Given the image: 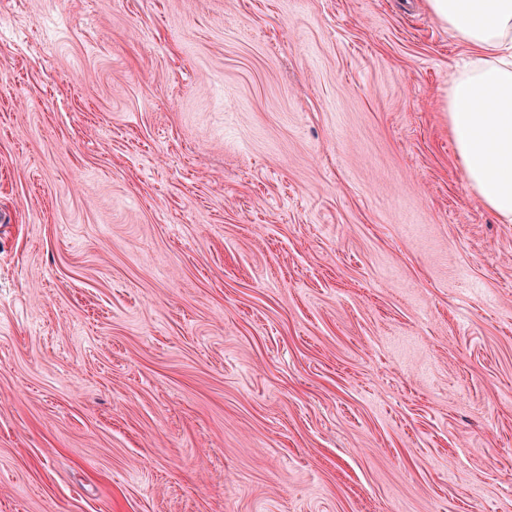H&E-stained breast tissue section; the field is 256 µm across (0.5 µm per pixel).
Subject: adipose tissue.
I'll return each mask as SVG.
<instances>
[{"mask_svg": "<svg viewBox=\"0 0 512 512\" xmlns=\"http://www.w3.org/2000/svg\"><path fill=\"white\" fill-rule=\"evenodd\" d=\"M434 18L471 49L442 97L469 187L512 223V0H427Z\"/></svg>", "mask_w": 512, "mask_h": 512, "instance_id": "adipose-tissue-1", "label": "adipose tissue"}]
</instances>
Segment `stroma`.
I'll list each match as a JSON object with an SVG mask.
<instances>
[{"label":"stroma","instance_id":"obj_1","mask_svg":"<svg viewBox=\"0 0 512 512\" xmlns=\"http://www.w3.org/2000/svg\"><path fill=\"white\" fill-rule=\"evenodd\" d=\"M425 0H0V512H512V223Z\"/></svg>","mask_w":512,"mask_h":512}]
</instances>
